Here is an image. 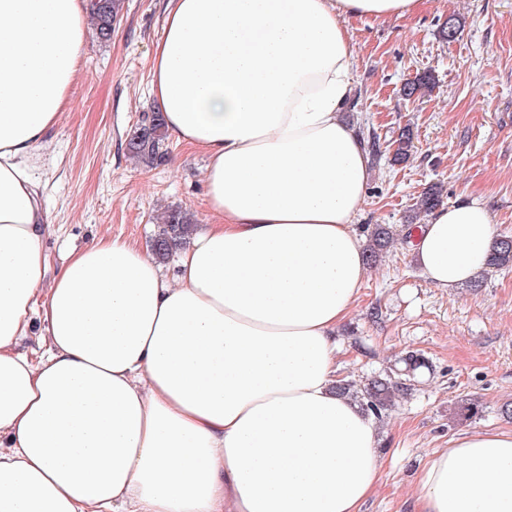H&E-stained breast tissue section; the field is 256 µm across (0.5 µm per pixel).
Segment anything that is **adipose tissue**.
<instances>
[{
  "label": "adipose tissue",
  "mask_w": 512,
  "mask_h": 512,
  "mask_svg": "<svg viewBox=\"0 0 512 512\" xmlns=\"http://www.w3.org/2000/svg\"><path fill=\"white\" fill-rule=\"evenodd\" d=\"M427 0H168L151 92L207 158L210 229L162 278L101 238L51 271L32 160L64 111L90 0H0V512H360L375 421L339 395L334 334L367 265L370 169L342 113L348 17ZM484 204L433 211L408 246L448 291L487 269ZM39 322L34 358L21 348ZM414 512H512V431L465 433Z\"/></svg>",
  "instance_id": "1"
}]
</instances>
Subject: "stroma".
<instances>
[{
  "mask_svg": "<svg viewBox=\"0 0 512 512\" xmlns=\"http://www.w3.org/2000/svg\"><path fill=\"white\" fill-rule=\"evenodd\" d=\"M166 0H124L108 41L88 36L68 104L37 153L35 177L48 214L43 245L52 269L75 250L108 236L148 247L156 217L181 207L196 232L211 218L204 197L205 156L168 137L159 165L135 163L126 144L156 111L151 57ZM460 31L447 40L443 30ZM356 49L352 79L358 103L345 120L382 144L354 224H423L416 209L429 185L449 207L476 199L493 214L497 236H512V0H427L417 14L347 19ZM431 75L423 97L405 99L406 82ZM413 132L408 162L392 163L389 141ZM479 288L445 292L429 285L407 245L396 242L368 269L360 299L336 330L342 377L358 382L393 369L406 352L421 353L407 394L377 424L382 479L362 512H412L420 472L452 438L512 430V267L486 270ZM478 401L479 417L457 411Z\"/></svg>",
  "mask_w": 512,
  "mask_h": 512,
  "instance_id": "stroma-1",
  "label": "stroma"
}]
</instances>
